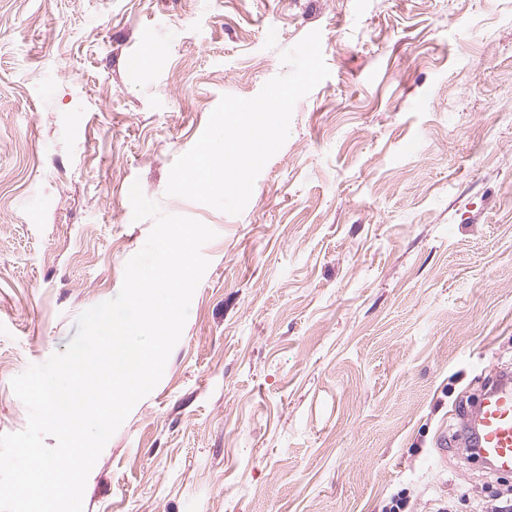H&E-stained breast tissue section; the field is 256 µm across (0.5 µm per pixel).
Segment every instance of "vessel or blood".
Returning a JSON list of instances; mask_svg holds the SVG:
<instances>
[{
	"label": "vessel or blood",
	"instance_id": "1",
	"mask_svg": "<svg viewBox=\"0 0 512 512\" xmlns=\"http://www.w3.org/2000/svg\"><path fill=\"white\" fill-rule=\"evenodd\" d=\"M467 446L499 473L512 472V374L493 377L483 397L465 415Z\"/></svg>",
	"mask_w": 512,
	"mask_h": 512
}]
</instances>
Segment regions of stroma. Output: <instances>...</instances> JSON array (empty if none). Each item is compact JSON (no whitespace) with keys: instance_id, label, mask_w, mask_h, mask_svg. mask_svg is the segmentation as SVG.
<instances>
[{"instance_id":"obj_1","label":"stroma","mask_w":512,"mask_h":512,"mask_svg":"<svg viewBox=\"0 0 512 512\" xmlns=\"http://www.w3.org/2000/svg\"><path fill=\"white\" fill-rule=\"evenodd\" d=\"M330 75L241 214L167 195L222 95ZM152 51L148 67L128 60ZM162 212L217 233L181 338L83 512H472L462 450L512 369V0H0V434L11 381L121 290Z\"/></svg>"}]
</instances>
